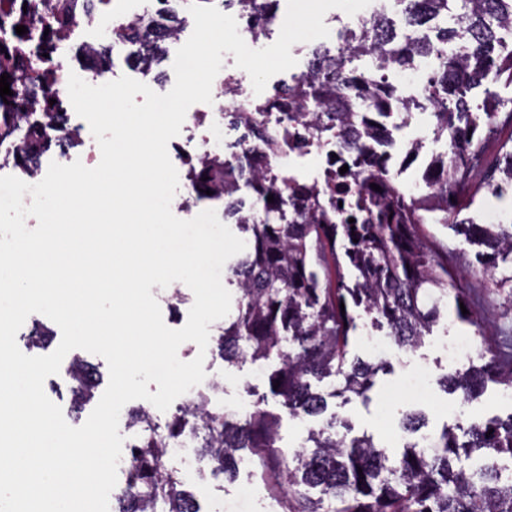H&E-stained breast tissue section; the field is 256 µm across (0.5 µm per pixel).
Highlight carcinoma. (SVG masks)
<instances>
[{"instance_id":"cac0c4a2","label":"carcinoma","mask_w":512,"mask_h":512,"mask_svg":"<svg viewBox=\"0 0 512 512\" xmlns=\"http://www.w3.org/2000/svg\"><path fill=\"white\" fill-rule=\"evenodd\" d=\"M90 2L95 0H65L61 9L42 16L41 29L49 30L44 38L13 30L0 41V75L9 74L13 92L0 97V141L21 139L14 156L18 166L39 164L44 132L37 123L19 128L14 113L34 98L45 111L55 110L49 76L32 60ZM238 2L255 36H267L279 0ZM146 28L154 38L143 40L122 27L115 34L130 44L131 65L152 74L166 58V37L177 38L179 27L166 10ZM508 29L512 0H385L364 25L340 30L337 43L317 49L318 71L292 75L281 85L283 95L253 104L248 114L231 113L244 136L258 139V145L230 159L206 157L187 170L199 201L230 198L242 183L252 190L250 201L224 205V218L248 235L250 248L228 278L238 293L236 313L212 341L228 365L277 360L268 376L269 384H278L272 394L291 418L309 422L306 436L301 450L290 455L277 445L279 416L258 403L240 416L218 412L204 391L191 395L165 421L143 407L132 409L127 428L135 438L127 446L128 466L112 495V512H200L181 473L170 466V450L184 442L195 448L199 478L233 482L246 466L266 485L280 512H512V474L503 464L512 461V415L505 421L462 420L443 428L429 445L409 442L391 458L372 436H353L347 420L327 414L330 398L368 400L384 369L382 363L349 359L355 318L340 308L348 302L363 308L373 325L387 326L401 351L418 347L440 321L448 294L458 303L468 300L469 313L458 318L473 328L478 362L444 376V390L469 401L489 382L512 385V331L487 332L477 316L480 295L458 287L448 270V251L435 249L414 231L429 222L458 227V202L484 167L488 143L481 127L512 129V98L490 90L504 75L512 80ZM79 55L96 73L111 64L106 46L81 48ZM418 59L430 67L422 88L414 95L396 94L389 75L414 69ZM340 98L351 101L349 111H336ZM271 109L304 125L311 138L332 130L346 137L351 156L348 171L336 174V191L345 195L347 207L315 185L267 169L266 155L278 142L261 129L259 118ZM369 111L378 117L400 114L397 129L408 126L414 113L428 112L435 131L447 134L452 156L423 173L420 192L399 187L385 156L364 153L365 140L391 138L386 123H367ZM506 155L502 177L486 175L484 189L492 195L512 187V150ZM208 189L213 194H206ZM462 236L464 244L480 240L491 268L504 264L494 286L512 302V224L472 222ZM339 249L354 271L351 285ZM86 369L83 360L71 362L76 411L95 398L98 387V377H88ZM331 377L337 383L325 394L313 385ZM424 425L423 413L402 414L405 432ZM473 454L484 459L479 469L456 466Z\"/></svg>"}]
</instances>
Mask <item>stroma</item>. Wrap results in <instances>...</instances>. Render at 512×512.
Returning a JSON list of instances; mask_svg holds the SVG:
<instances>
[{"mask_svg": "<svg viewBox=\"0 0 512 512\" xmlns=\"http://www.w3.org/2000/svg\"><path fill=\"white\" fill-rule=\"evenodd\" d=\"M421 138L423 149L412 161H404L405 145L408 140ZM392 149L395 160L404 161V170L399 182L407 191L419 190L423 170L432 157L445 154L446 141L435 138L434 124L429 115L415 114L411 125L395 135ZM357 328L350 338L351 356L365 361L385 360L387 371L376 378V385L370 393L369 402L355 398L349 404L333 400L330 408L348 419L355 433L373 434L389 454L400 450L405 434L400 425V414L404 411H423L428 419L425 434L434 435L443 425L455 424L460 414L470 416L507 417L512 413V387L489 385L487 390L470 403H460L456 396L446 394L440 381L453 374L456 366L450 363L444 347L451 336L469 332V325L458 319L455 309H448L431 336L425 337L422 345L414 350L396 355L392 352L391 341L385 332L376 330L366 317H358ZM204 370L206 382H221L222 390L211 392L213 407L228 413H244L258 400H265V408L281 417L282 447L288 451L297 450L306 430L305 423L284 416L281 405L268 396L269 386L266 375L271 366L267 363L249 362L228 366L214 349H207ZM429 371L430 382L422 396L406 392L405 383L419 367ZM193 489L202 507V512H280L277 501L264 484L252 477L248 471H241L235 483L211 480L194 483Z\"/></svg>", "mask_w": 512, "mask_h": 512, "instance_id": "1", "label": "stroma"}]
</instances>
